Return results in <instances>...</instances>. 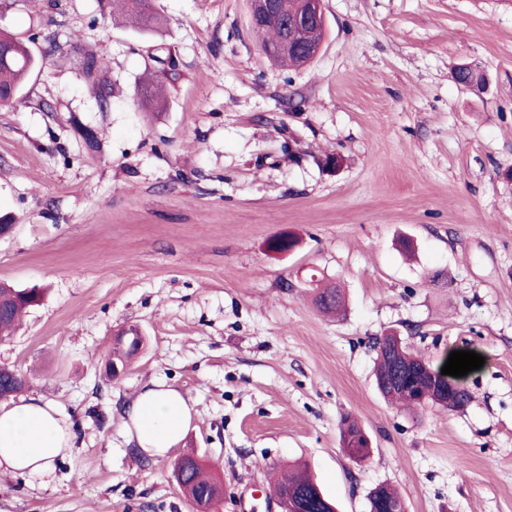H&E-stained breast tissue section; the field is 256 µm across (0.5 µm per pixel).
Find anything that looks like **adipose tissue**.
<instances>
[{
  "label": "adipose tissue",
  "instance_id": "adipose-tissue-1",
  "mask_svg": "<svg viewBox=\"0 0 512 512\" xmlns=\"http://www.w3.org/2000/svg\"><path fill=\"white\" fill-rule=\"evenodd\" d=\"M192 412L180 391L155 381L134 399L124 431L143 453L163 457L183 438ZM72 446L70 427L52 403L31 398L0 405L1 472H48Z\"/></svg>",
  "mask_w": 512,
  "mask_h": 512
}]
</instances>
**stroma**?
I'll list each match as a JSON object with an SVG mask.
<instances>
[{"instance_id": "35a3bbf8", "label": "stroma", "mask_w": 512, "mask_h": 512, "mask_svg": "<svg viewBox=\"0 0 512 512\" xmlns=\"http://www.w3.org/2000/svg\"><path fill=\"white\" fill-rule=\"evenodd\" d=\"M155 7L149 32L96 0L0 7V29L45 57L0 105V281L45 291L0 365L74 433L49 474H0V512H191L173 477L186 453L224 487L215 512H268L273 467L297 459L337 512H369L380 484L405 512H512V0H325L299 69L265 54L250 0ZM75 35L110 60L107 105L54 49ZM159 43L178 78L153 113L137 91ZM461 64L483 86L458 85ZM281 234L293 251L268 249ZM318 284L340 288L343 315L318 310ZM129 325L145 348L107 379ZM389 332L435 369L482 355L471 401L386 402L372 344ZM154 380L196 409L164 458L123 428ZM346 413L371 439L360 464L340 448Z\"/></svg>"}]
</instances>
